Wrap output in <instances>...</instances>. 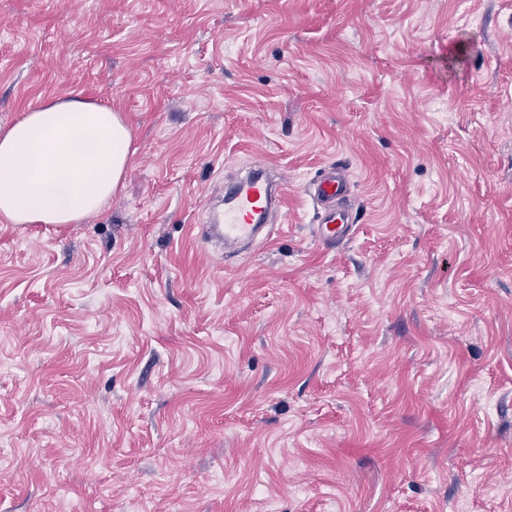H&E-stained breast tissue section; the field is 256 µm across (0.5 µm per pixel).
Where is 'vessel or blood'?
<instances>
[{
	"label": "vessel or blood",
	"instance_id": "b4317fda",
	"mask_svg": "<svg viewBox=\"0 0 512 512\" xmlns=\"http://www.w3.org/2000/svg\"><path fill=\"white\" fill-rule=\"evenodd\" d=\"M347 192L342 167L325 172L311 184L310 193L320 216L315 226L317 238L329 245L342 242L353 223V215L340 205ZM277 200L269 169L247 174L224 188V210L213 214L203 225V236H215L226 257L237 256L242 246L254 243L265 227L267 215Z\"/></svg>",
	"mask_w": 512,
	"mask_h": 512
}]
</instances>
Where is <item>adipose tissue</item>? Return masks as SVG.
<instances>
[{
  "instance_id": "1",
  "label": "adipose tissue",
  "mask_w": 512,
  "mask_h": 512,
  "mask_svg": "<svg viewBox=\"0 0 512 512\" xmlns=\"http://www.w3.org/2000/svg\"><path fill=\"white\" fill-rule=\"evenodd\" d=\"M132 145L111 107L75 94L41 99L0 128V222L76 224L100 212Z\"/></svg>"
}]
</instances>
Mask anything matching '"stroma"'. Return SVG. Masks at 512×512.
Here are the masks:
<instances>
[{"label":"stroma","mask_w":512,"mask_h":512,"mask_svg":"<svg viewBox=\"0 0 512 512\" xmlns=\"http://www.w3.org/2000/svg\"><path fill=\"white\" fill-rule=\"evenodd\" d=\"M71 93L136 151L0 222V512H512V0H0V125ZM260 158L228 265L194 227ZM343 167L336 165L325 172L307 189L319 209L320 216L315 226L316 237L326 244L335 246L349 234L353 224V215L340 206L347 192V180L342 173Z\"/></svg>","instance_id":"obj_1"}]
</instances>
